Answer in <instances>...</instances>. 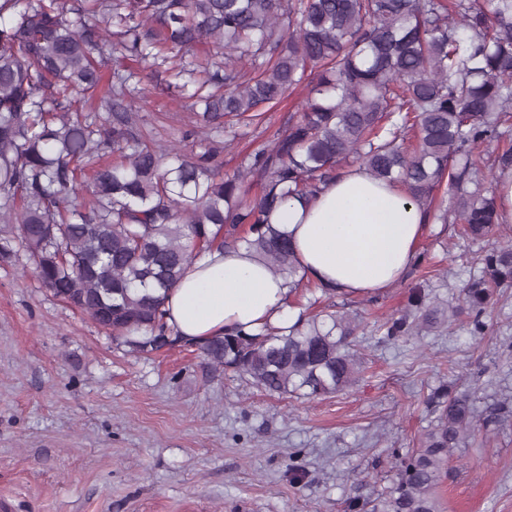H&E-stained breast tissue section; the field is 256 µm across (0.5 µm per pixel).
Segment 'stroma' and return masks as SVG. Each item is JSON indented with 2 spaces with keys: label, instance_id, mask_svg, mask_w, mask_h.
Here are the masks:
<instances>
[{
  "label": "stroma",
  "instance_id": "35a3bbf8",
  "mask_svg": "<svg viewBox=\"0 0 512 512\" xmlns=\"http://www.w3.org/2000/svg\"><path fill=\"white\" fill-rule=\"evenodd\" d=\"M164 84L141 104L146 128L176 138ZM481 243L432 224L419 244L429 292L455 302ZM22 251L0 257V501L9 512H345L395 477L434 414L431 388L462 379L512 404V288L497 289L484 335L465 324L384 341L416 270L376 305L358 382L303 400L215 373L197 347L128 354L88 315L42 288ZM455 451L443 512H512V415Z\"/></svg>",
  "mask_w": 512,
  "mask_h": 512
}]
</instances>
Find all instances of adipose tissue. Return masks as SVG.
<instances>
[{"mask_svg": "<svg viewBox=\"0 0 512 512\" xmlns=\"http://www.w3.org/2000/svg\"><path fill=\"white\" fill-rule=\"evenodd\" d=\"M271 221L287 232L307 280L349 297L380 295L400 282L426 224L398 185L359 166L343 169L311 202H289ZM164 310L171 330L199 343L238 326L295 321L285 279L243 248L194 260L165 293Z\"/></svg>", "mask_w": 512, "mask_h": 512, "instance_id": "obj_1", "label": "adipose tissue"}]
</instances>
